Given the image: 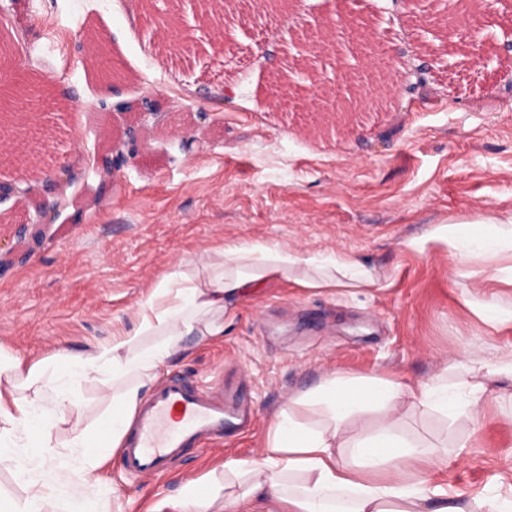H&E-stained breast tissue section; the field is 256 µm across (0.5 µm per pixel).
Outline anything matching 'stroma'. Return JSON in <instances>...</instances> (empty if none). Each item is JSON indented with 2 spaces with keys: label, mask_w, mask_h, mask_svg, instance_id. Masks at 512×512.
<instances>
[{
  "label": "stroma",
  "mask_w": 512,
  "mask_h": 512,
  "mask_svg": "<svg viewBox=\"0 0 512 512\" xmlns=\"http://www.w3.org/2000/svg\"><path fill=\"white\" fill-rule=\"evenodd\" d=\"M472 3L487 12L478 43L512 66V0ZM132 8L131 0H0L10 34L0 83L37 84L50 98L32 114L46 130L41 165L88 172L66 186L50 239L0 270V351L37 360L111 340L179 263L227 245L344 253L379 286L319 293L282 278L237 303L222 339L172 357L158 376L200 388L224 379L243 391L254 430L187 454L157 481L127 475L113 452L94 481L76 486L90 512L104 502L111 512H151L187 481L221 472L225 459L256 457L273 415L331 373L412 384L469 350L488 360L512 354V322L486 324L469 305L478 288L512 309V261L494 275L446 243L407 245L432 225L512 210V93L471 60L468 39L426 30L391 0H284L263 16L259 0H240L211 39L186 7L175 45L146 22L130 23ZM350 15L373 44L396 50L391 64L344 40L316 53L294 39ZM86 30L103 37L121 79L104 81L78 50ZM416 69L424 83L403 90ZM335 86L371 90L357 131L327 124ZM104 100L151 102L168 114L106 184L94 169L127 118L102 110ZM177 129L200 146L183 152ZM398 430L446 448L439 478L449 493L480 491L512 464V382L490 383L480 423L405 408Z\"/></svg>",
  "instance_id": "stroma-1"
}]
</instances>
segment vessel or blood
Here are the masks:
<instances>
[{
	"mask_svg": "<svg viewBox=\"0 0 512 512\" xmlns=\"http://www.w3.org/2000/svg\"><path fill=\"white\" fill-rule=\"evenodd\" d=\"M251 421L239 395L225 394L223 384L203 391L183 377L166 378L136 414L135 429L124 442L123 469L136 478L161 477L203 440L239 434Z\"/></svg>",
	"mask_w": 512,
	"mask_h": 512,
	"instance_id": "b4317fda",
	"label": "vessel or blood"
}]
</instances>
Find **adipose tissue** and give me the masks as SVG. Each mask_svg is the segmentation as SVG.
Listing matches in <instances>:
<instances>
[{
  "instance_id": "ef3b65f1",
  "label": "adipose tissue",
  "mask_w": 512,
  "mask_h": 512,
  "mask_svg": "<svg viewBox=\"0 0 512 512\" xmlns=\"http://www.w3.org/2000/svg\"><path fill=\"white\" fill-rule=\"evenodd\" d=\"M427 238L447 242L458 257L481 258L496 273L512 254V211L481 210L468 222L434 225ZM306 262L320 270L306 285L320 292L378 284L363 262L343 254L306 260L287 247H226L203 265L180 266L161 280L132 328L112 341L40 360L0 353V466L23 477L29 491L23 505L0 512H44L48 506L87 512L85 499L68 485L49 486L28 476L17 461L16 443L24 444L32 460L50 455L62 463L70 457L81 470L100 467L108 451L122 445L157 369L188 353L189 337L201 342L223 337L231 304ZM142 336L153 337V344L139 346ZM460 368L455 380L439 374L412 385L379 375L331 374L297 398L319 407L322 422L309 425L293 411H280L257 457L226 459L223 477L187 482L180 500H162L155 512H182L190 503L208 512L219 501L225 512H260L265 504L273 505V512H512V492L488 488L462 502L449 498L434 482L441 463L436 449L397 429L403 406L479 423L489 382L512 380L511 355L489 361L471 352ZM88 382L98 387L106 412L97 425L73 426L69 438L56 444L53 429L79 412V388ZM370 412L381 413L378 426L366 425Z\"/></svg>"
}]
</instances>
